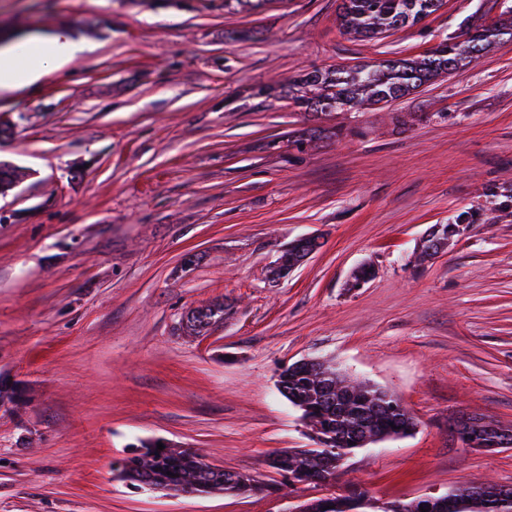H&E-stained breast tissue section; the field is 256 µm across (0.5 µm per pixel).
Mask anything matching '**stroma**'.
<instances>
[{
  "instance_id": "obj_1",
  "label": "stroma",
  "mask_w": 512,
  "mask_h": 512,
  "mask_svg": "<svg viewBox=\"0 0 512 512\" xmlns=\"http://www.w3.org/2000/svg\"><path fill=\"white\" fill-rule=\"evenodd\" d=\"M512 0H443L358 41L337 0H0V43H83L0 90V512H288L353 486L378 503L512 486V448H467L476 413L512 428V39L384 106L314 113L288 82L415 58ZM476 223L418 262L430 226ZM320 249L270 270L295 239ZM361 289L345 287L360 266ZM231 311L201 335L187 313ZM327 360L393 394L418 426L358 451L327 485L268 464L311 448L282 366ZM160 440L268 492L145 491L114 479Z\"/></svg>"
}]
</instances>
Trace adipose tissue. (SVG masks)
I'll use <instances>...</instances> for the list:
<instances>
[{
	"label": "adipose tissue",
	"mask_w": 512,
	"mask_h": 512,
	"mask_svg": "<svg viewBox=\"0 0 512 512\" xmlns=\"http://www.w3.org/2000/svg\"><path fill=\"white\" fill-rule=\"evenodd\" d=\"M82 44L58 33L30 41L25 54L16 48H0V89L28 86L42 78L49 69L81 52Z\"/></svg>",
	"instance_id": "1"
}]
</instances>
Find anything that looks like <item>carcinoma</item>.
<instances>
[{
  "label": "carcinoma",
  "instance_id": "obj_1",
  "mask_svg": "<svg viewBox=\"0 0 512 512\" xmlns=\"http://www.w3.org/2000/svg\"><path fill=\"white\" fill-rule=\"evenodd\" d=\"M440 0H341L340 26L355 40L379 38L390 30L411 27L431 15ZM512 38V14H502L487 28L466 31V38L451 35L423 56L388 59L378 64L315 70L296 81L298 95L294 105L313 111L341 109L345 106L371 107L387 104L410 94L424 84L466 66L483 56L500 37ZM448 246L445 231L429 230L430 251L421 259L435 256ZM321 244L317 239L294 241L283 253L290 266L301 264ZM225 307L214 304L190 311L187 327L199 334L223 315ZM278 388L288 401L303 411L318 447L285 449L270 457V466L288 485L329 483L336 470L356 450L386 438L411 433L416 418L399 398L366 383L351 382L328 362H295L281 370ZM461 440L470 448L507 449L512 447V429H491L482 415L460 418ZM134 457L116 460L115 479L136 489L153 491L229 493L254 495L266 485L254 476L226 470L205 462L191 448L157 449L155 441H141L125 450ZM512 512V487L483 484L458 489L441 496H426L410 502L385 503L381 507L368 492L353 488L347 494L321 497L299 505L300 512Z\"/></svg>",
  "mask_w": 512,
  "mask_h": 512
}]
</instances>
